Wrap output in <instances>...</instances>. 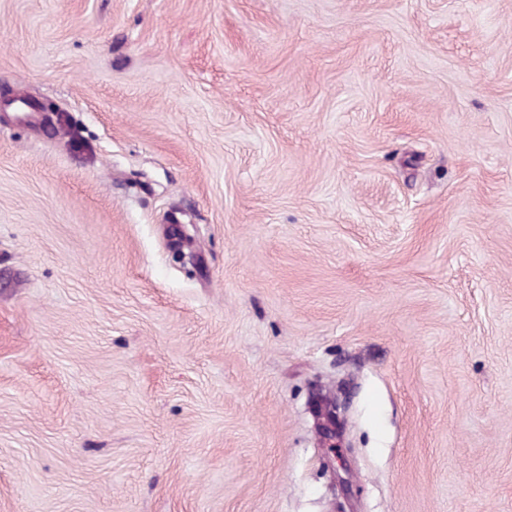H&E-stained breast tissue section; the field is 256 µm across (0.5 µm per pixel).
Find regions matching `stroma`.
I'll list each match as a JSON object with an SVG mask.
<instances>
[{
    "label": "stroma",
    "instance_id": "35a3bbf8",
    "mask_svg": "<svg viewBox=\"0 0 512 512\" xmlns=\"http://www.w3.org/2000/svg\"><path fill=\"white\" fill-rule=\"evenodd\" d=\"M0 84V512H512V0H0ZM43 115V122L39 130L44 133L65 130L70 126V115L61 109L54 101L49 99H28ZM170 227V239L168 240L170 249L176 258L183 260H193V254L185 252V249L190 248L191 235L188 233L186 224H169ZM317 420L322 436L328 441L329 448L334 449L342 444L344 421L340 408L336 403H323L316 400Z\"/></svg>",
    "mask_w": 512,
    "mask_h": 512
}]
</instances>
